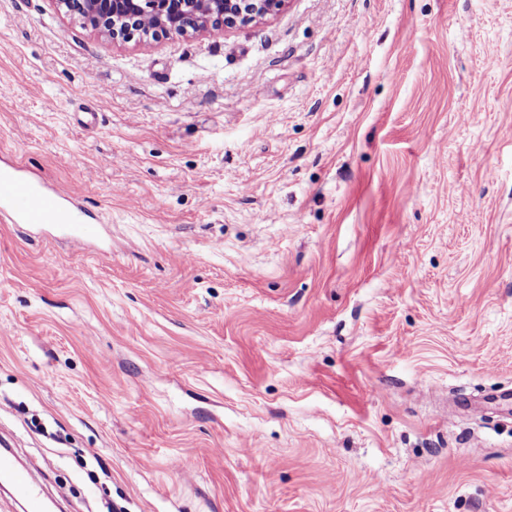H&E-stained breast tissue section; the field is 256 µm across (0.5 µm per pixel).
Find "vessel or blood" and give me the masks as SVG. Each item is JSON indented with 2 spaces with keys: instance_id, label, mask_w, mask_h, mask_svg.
<instances>
[{
  "instance_id": "1",
  "label": "vessel or blood",
  "mask_w": 512,
  "mask_h": 512,
  "mask_svg": "<svg viewBox=\"0 0 512 512\" xmlns=\"http://www.w3.org/2000/svg\"><path fill=\"white\" fill-rule=\"evenodd\" d=\"M79 218L72 191L47 187L17 168L0 170L1 222L33 230H66L72 245L79 248L98 234L96 225L80 223ZM0 474L9 479L14 496L26 503L28 512H42V475L38 470L17 466L4 452L0 454Z\"/></svg>"
}]
</instances>
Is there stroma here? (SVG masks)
<instances>
[{"label":"stroma","mask_w":512,"mask_h":512,"mask_svg":"<svg viewBox=\"0 0 512 512\" xmlns=\"http://www.w3.org/2000/svg\"><path fill=\"white\" fill-rule=\"evenodd\" d=\"M0 84V168L102 231L0 222V437L54 512H512V0L147 47L0 0Z\"/></svg>","instance_id":"obj_1"}]
</instances>
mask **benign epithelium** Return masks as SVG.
<instances>
[{
    "label": "benign epithelium",
    "mask_w": 512,
    "mask_h": 512,
    "mask_svg": "<svg viewBox=\"0 0 512 512\" xmlns=\"http://www.w3.org/2000/svg\"><path fill=\"white\" fill-rule=\"evenodd\" d=\"M65 14L114 42L148 45L160 35L191 38L208 28L247 25L279 10L284 0H55Z\"/></svg>",
    "instance_id": "1"
}]
</instances>
